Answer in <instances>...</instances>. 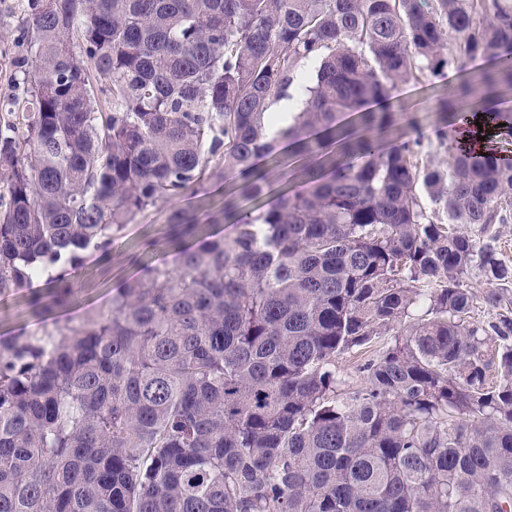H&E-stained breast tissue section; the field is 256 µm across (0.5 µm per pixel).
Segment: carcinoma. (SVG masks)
I'll list each match as a JSON object with an SVG mask.
<instances>
[{"mask_svg": "<svg viewBox=\"0 0 512 512\" xmlns=\"http://www.w3.org/2000/svg\"><path fill=\"white\" fill-rule=\"evenodd\" d=\"M24 2L1 299L44 277L68 303L85 251L206 182L261 195L271 106L314 70L280 133L298 189L224 200L220 237L174 212L175 265L0 339V512L512 510V161L448 144L456 112L424 161L392 111L478 57L511 82L512 0ZM371 350L348 384L339 360Z\"/></svg>", "mask_w": 512, "mask_h": 512, "instance_id": "cac0c4a2", "label": "carcinoma"}]
</instances>
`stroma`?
Returning <instances> with one entry per match:
<instances>
[{"label": "stroma", "mask_w": 512, "mask_h": 512, "mask_svg": "<svg viewBox=\"0 0 512 512\" xmlns=\"http://www.w3.org/2000/svg\"><path fill=\"white\" fill-rule=\"evenodd\" d=\"M485 69L476 63H469L465 70L450 68L442 75L425 72L397 91L393 110L399 119L400 130L407 136L430 133L443 117L441 106L448 85L468 83L469 94L454 101L453 109H474L480 107L487 90L483 75ZM212 206L197 210L196 200L184 197L177 203H162L139 214L126 231L124 247L113 250L108 260L86 255L82 269L77 270L73 280L74 299L65 307L43 308L32 306V292L25 289L7 301H0V337H9L21 332L37 333L45 323L53 319L71 320L80 323L84 308L107 305L112 297L115 284L137 274L140 262L148 260H173L167 238L172 232L169 222L174 207L194 210L200 223L210 222L219 215L224 200L221 187H211Z\"/></svg>", "instance_id": "obj_1"}]
</instances>
